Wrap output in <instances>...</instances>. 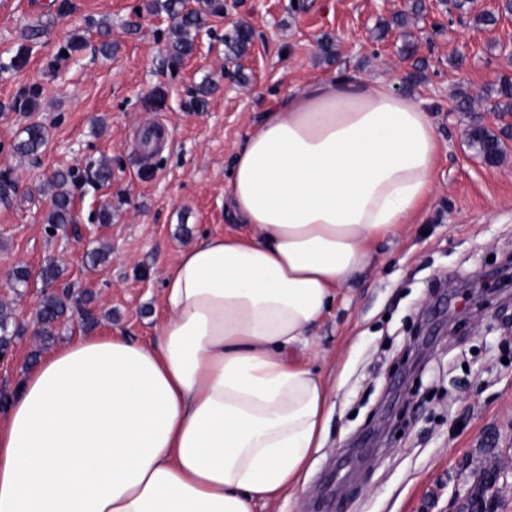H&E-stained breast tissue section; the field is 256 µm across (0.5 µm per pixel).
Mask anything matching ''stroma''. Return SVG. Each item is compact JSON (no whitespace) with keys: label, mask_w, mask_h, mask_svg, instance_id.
<instances>
[{"label":"stroma","mask_w":512,"mask_h":512,"mask_svg":"<svg viewBox=\"0 0 512 512\" xmlns=\"http://www.w3.org/2000/svg\"><path fill=\"white\" fill-rule=\"evenodd\" d=\"M68 2L59 13L60 2ZM162 0H0V173L17 185L0 200V303L23 330L17 357L0 367L9 393L33 358L85 330L78 313L56 324L47 343L34 314L46 260L61 270L53 288L91 293L95 332L121 330L152 341L166 274L182 248L235 224L224 209L233 148L288 88L318 76L356 72L403 82L413 60L424 80L409 95L425 104L440 152L435 189L422 218L373 247L368 272L338 289L304 357L335 370L329 433L310 474L289 498L256 512H448L454 490L474 488L482 469L512 460V116L490 106L455 111L463 86L484 99L512 58V16L497 0H469L448 15L439 0L404 29L376 39L379 25L410 11L413 0H189L216 5L193 54L172 64L171 18ZM498 13L496 24L478 15ZM254 32L249 51L224 54L237 22ZM45 28L28 40L29 25ZM83 47L69 50L73 34ZM335 36L338 59L316 50ZM111 42V56L98 48ZM22 66H13L16 56ZM215 89L199 95L203 81ZM480 121L508 150L490 166L474 156L466 130ZM155 122L166 137L141 140ZM41 124L46 145L35 157L14 149ZM107 159L108 184L92 187V165ZM69 170L76 221L49 225L52 176ZM112 221L102 224L103 205ZM107 246L106 259L90 254ZM30 273L28 282L13 278Z\"/></svg>","instance_id":"stroma-1"}]
</instances>
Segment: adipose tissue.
Wrapping results in <instances>:
<instances>
[{
    "label": "adipose tissue",
    "instance_id": "adipose-tissue-1",
    "mask_svg": "<svg viewBox=\"0 0 512 512\" xmlns=\"http://www.w3.org/2000/svg\"><path fill=\"white\" fill-rule=\"evenodd\" d=\"M438 134L392 81L289 88L237 144L240 233L181 249L152 343L89 334L0 414V512H254L327 438L330 380L296 358L372 247L434 190Z\"/></svg>",
    "mask_w": 512,
    "mask_h": 512
}]
</instances>
